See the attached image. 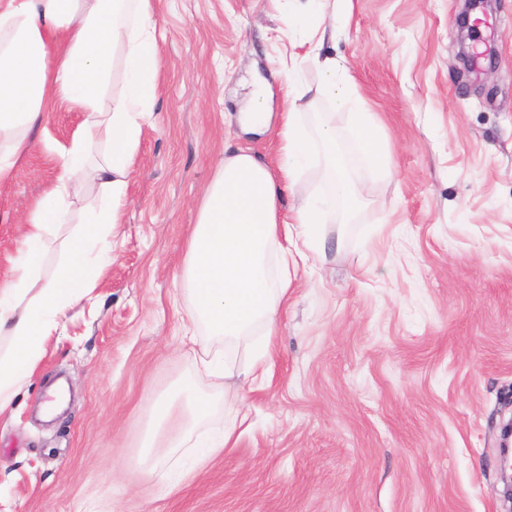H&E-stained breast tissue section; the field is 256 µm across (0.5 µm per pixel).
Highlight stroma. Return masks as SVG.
<instances>
[{
    "mask_svg": "<svg viewBox=\"0 0 512 512\" xmlns=\"http://www.w3.org/2000/svg\"><path fill=\"white\" fill-rule=\"evenodd\" d=\"M464 0H336L300 84L335 60L356 99H318L302 127L354 149L370 113L383 165L349 160L352 212L326 214L322 254L298 267L257 378L199 374L181 342L190 306L185 241L226 148L279 158L284 68L309 24L300 0H153L155 114L126 175L112 262L16 412L0 418V512H505L499 445L512 418V0L475 28L485 75L459 62ZM269 124L244 133L256 86ZM67 105L0 183V279L19 226L60 174L58 147L82 126ZM212 395L200 431L233 425V447L175 491L150 473L151 403L183 379ZM238 395L241 410L224 405ZM245 413L235 425L237 413Z\"/></svg>",
    "mask_w": 512,
    "mask_h": 512,
    "instance_id": "1",
    "label": "stroma"
}]
</instances>
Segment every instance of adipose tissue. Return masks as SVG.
Wrapping results in <instances>:
<instances>
[{"instance_id": "ef3b65f1", "label": "adipose tissue", "mask_w": 512, "mask_h": 512, "mask_svg": "<svg viewBox=\"0 0 512 512\" xmlns=\"http://www.w3.org/2000/svg\"><path fill=\"white\" fill-rule=\"evenodd\" d=\"M152 0H0V182L7 180L27 152L30 137L57 101L87 119L62 147V174L21 226L11 272L0 281V417L13 415L15 399L37 372L47 341L58 333L66 313L95 288L103 260L94 248L110 250L127 204L126 172L144 122L153 115L159 70ZM124 63L120 96L105 95L115 58ZM288 83L297 93L289 101L281 130L282 161L271 166L246 149L226 156L202 197L198 221L185 244V275L192 308L182 340L196 343L198 327L226 340L256 326L273 329L288 297L290 267L321 248L319 227L326 211L353 209L348 169L336 152V132L320 126L314 137L299 130L301 109L328 97L337 106L351 99L349 83L336 63L323 62V82L297 84L289 66ZM107 147L94 159V143ZM324 163L317 193L298 199L282 215L284 192L294 190L305 167ZM102 195L72 236L52 274L44 264L56 229L69 220L68 200ZM191 421L170 446L157 450L154 471L170 483L184 461L201 463L231 447L234 427L219 434L197 431L212 401L194 382L181 385Z\"/></svg>"}]
</instances>
